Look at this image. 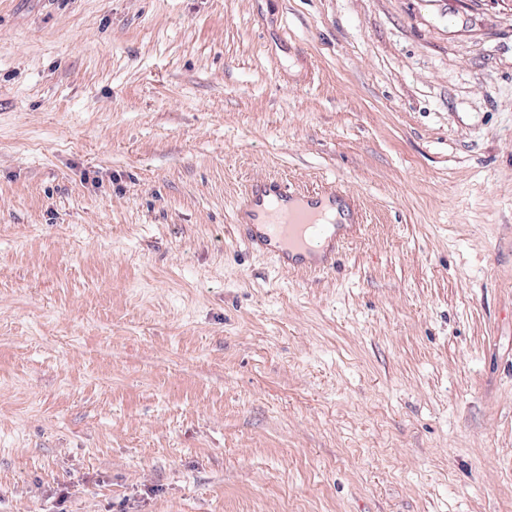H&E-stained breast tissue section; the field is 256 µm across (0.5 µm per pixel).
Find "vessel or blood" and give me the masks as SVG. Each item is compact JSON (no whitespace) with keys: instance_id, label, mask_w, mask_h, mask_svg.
Here are the masks:
<instances>
[{"instance_id":"1","label":"vessel or blood","mask_w":512,"mask_h":512,"mask_svg":"<svg viewBox=\"0 0 512 512\" xmlns=\"http://www.w3.org/2000/svg\"><path fill=\"white\" fill-rule=\"evenodd\" d=\"M353 208L333 188L299 193L285 182L265 180L246 190L234 220L245 223L251 246L282 269L321 272L331 266L340 244L359 233V225L341 219Z\"/></svg>"}]
</instances>
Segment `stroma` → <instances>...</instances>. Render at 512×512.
Wrapping results in <instances>:
<instances>
[{
  "mask_svg": "<svg viewBox=\"0 0 512 512\" xmlns=\"http://www.w3.org/2000/svg\"><path fill=\"white\" fill-rule=\"evenodd\" d=\"M0 512H512V0H0ZM350 210H356L354 203L335 188L298 193L283 181L265 180L243 194L234 222L244 224L251 246L273 257L282 269L321 272L331 266L340 244L360 232V224H343L341 215L350 216Z\"/></svg>",
  "mask_w": 512,
  "mask_h": 512,
  "instance_id": "1",
  "label": "stroma"
}]
</instances>
